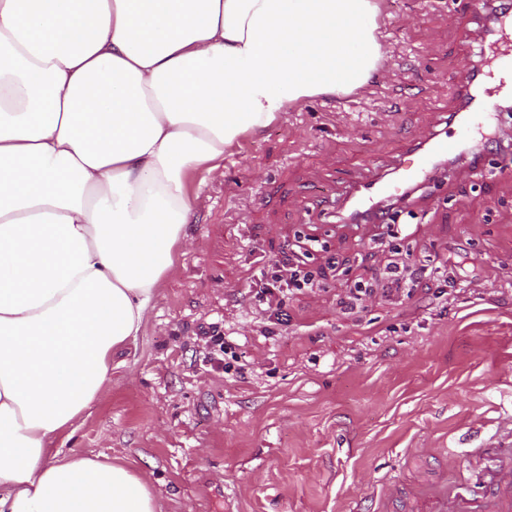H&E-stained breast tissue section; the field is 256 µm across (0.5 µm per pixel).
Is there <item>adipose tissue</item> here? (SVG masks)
<instances>
[{
  "label": "adipose tissue",
  "instance_id": "1",
  "mask_svg": "<svg viewBox=\"0 0 512 512\" xmlns=\"http://www.w3.org/2000/svg\"><path fill=\"white\" fill-rule=\"evenodd\" d=\"M380 0H0V512H161L73 434L186 238L195 174L380 70Z\"/></svg>",
  "mask_w": 512,
  "mask_h": 512
}]
</instances>
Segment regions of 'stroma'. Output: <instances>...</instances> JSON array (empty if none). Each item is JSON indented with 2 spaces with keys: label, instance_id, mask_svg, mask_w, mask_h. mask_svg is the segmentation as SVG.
<instances>
[{
  "label": "stroma",
  "instance_id": "obj_1",
  "mask_svg": "<svg viewBox=\"0 0 512 512\" xmlns=\"http://www.w3.org/2000/svg\"><path fill=\"white\" fill-rule=\"evenodd\" d=\"M392 78L363 96H322L224 152L193 201L174 270L112 382L56 448L126 462L162 512H348L372 485L431 479L430 448L471 456L512 415V158L469 154L439 183L396 202L398 255L445 265L412 296L384 292L388 228L325 229L311 198L342 195L406 143L447 130L476 56L479 25L448 0H382ZM330 234L308 262L313 288L288 297V326L267 321L252 283L297 229ZM375 294L338 299L355 282ZM219 322L249 374L225 373L197 340Z\"/></svg>",
  "mask_w": 512,
  "mask_h": 512
}]
</instances>
